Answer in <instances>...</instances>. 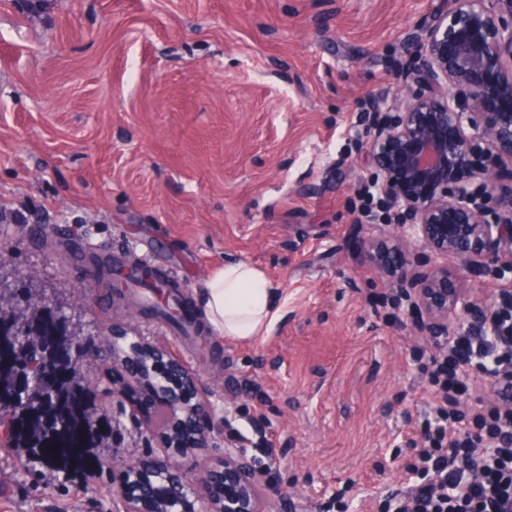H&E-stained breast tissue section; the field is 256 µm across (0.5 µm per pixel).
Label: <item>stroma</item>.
Instances as JSON below:
<instances>
[{
  "label": "stroma",
  "mask_w": 512,
  "mask_h": 512,
  "mask_svg": "<svg viewBox=\"0 0 512 512\" xmlns=\"http://www.w3.org/2000/svg\"><path fill=\"white\" fill-rule=\"evenodd\" d=\"M449 0H0V250L17 294L65 303L89 340L107 324L216 375L232 434L272 447L296 512H385L436 422L440 351L389 318L395 280L364 242L366 103L401 79L406 31ZM57 226L51 240L36 235ZM155 257L201 336L136 295L76 301L82 256ZM259 267L278 317L220 335L209 276ZM0 447V512H112L119 474L19 475Z\"/></svg>",
  "instance_id": "stroma-1"
}]
</instances>
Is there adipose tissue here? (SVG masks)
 <instances>
[{"instance_id":"obj_1","label":"adipose tissue","mask_w":512,"mask_h":512,"mask_svg":"<svg viewBox=\"0 0 512 512\" xmlns=\"http://www.w3.org/2000/svg\"><path fill=\"white\" fill-rule=\"evenodd\" d=\"M276 293L258 267L240 262L224 265L213 273L202 301L219 333L250 342L274 321Z\"/></svg>"}]
</instances>
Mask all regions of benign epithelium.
Listing matches in <instances>:
<instances>
[{
    "label": "benign epithelium",
    "instance_id": "benign-epithelium-1",
    "mask_svg": "<svg viewBox=\"0 0 512 512\" xmlns=\"http://www.w3.org/2000/svg\"><path fill=\"white\" fill-rule=\"evenodd\" d=\"M405 52L412 67L397 84L400 106L386 107L377 98L379 115L370 125L365 149L374 168L373 188L393 220L391 241L366 240L377 268L388 274L382 253L389 248L412 254L410 267L396 276L394 318L400 330L438 347L465 324L500 323L482 306L472 289L448 288V262L479 278L495 270L503 282L501 297L512 299V191L497 190L504 169L512 171V0H452V5L409 29ZM493 150L490 162L459 178L483 146ZM494 220H489V217ZM100 342L112 348V363L96 367L93 387L107 408L120 402L129 387L152 386L168 416L197 430V448H214L217 463L188 472L177 457L188 449L177 442L149 463L154 477L169 489L159 507L148 498L117 491L112 512H293L297 486L278 480L280 458L259 457L225 434L230 402L219 404V385L204 382L179 361L170 360L181 388L170 391L153 374L151 363L164 353L111 325ZM35 360L22 371L0 366V421L27 413L19 399L33 368L53 356L51 349L31 346ZM130 423L139 437L153 431L136 406L112 420L116 431ZM146 461L112 451L96 471L120 469L138 477ZM224 484V496L214 489Z\"/></svg>",
    "mask_w": 512,
    "mask_h": 512
}]
</instances>
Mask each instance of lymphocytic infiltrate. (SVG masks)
Returning <instances> with one entry per match:
<instances>
[{"label":"lymphocytic infiltrate","mask_w":512,"mask_h":512,"mask_svg":"<svg viewBox=\"0 0 512 512\" xmlns=\"http://www.w3.org/2000/svg\"><path fill=\"white\" fill-rule=\"evenodd\" d=\"M469 363L482 365L496 386L512 390V336H491L474 327L448 345L433 378L444 425L424 433L407 466L414 474L437 472L439 487H408L398 496L405 512H512V412L490 404L477 418L479 435L463 439L458 433L464 421L456 406L469 391L460 370ZM478 468L485 479L470 484L469 475Z\"/></svg>","instance_id":"lymphocytic-infiltrate-1"}]
</instances>
